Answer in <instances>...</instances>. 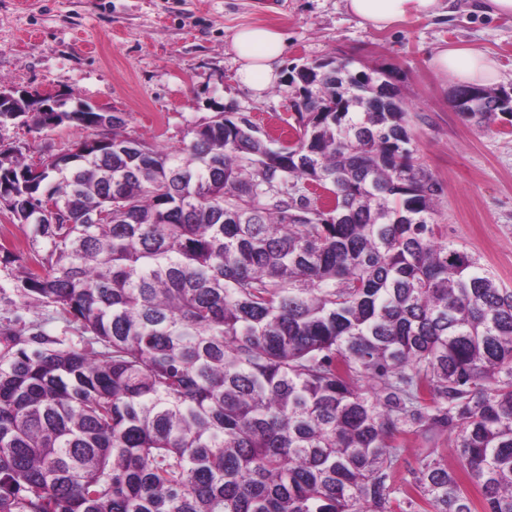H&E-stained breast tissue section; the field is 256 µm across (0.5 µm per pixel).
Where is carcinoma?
<instances>
[{"mask_svg":"<svg viewBox=\"0 0 512 512\" xmlns=\"http://www.w3.org/2000/svg\"><path fill=\"white\" fill-rule=\"evenodd\" d=\"M308 69L321 111L275 147L233 112L178 152L0 112L108 130L39 172L0 144V208L44 244L0 264L83 339L0 326V512H512V289L439 230L399 93Z\"/></svg>","mask_w":512,"mask_h":512,"instance_id":"1","label":"carcinoma"}]
</instances>
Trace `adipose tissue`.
<instances>
[{
    "instance_id": "1",
    "label": "adipose tissue",
    "mask_w": 512,
    "mask_h": 512,
    "mask_svg": "<svg viewBox=\"0 0 512 512\" xmlns=\"http://www.w3.org/2000/svg\"><path fill=\"white\" fill-rule=\"evenodd\" d=\"M348 12L361 25L376 30L410 17L434 18L445 14V0H346ZM231 48L238 68L237 80L261 93L279 78V65L286 51V38L266 25L245 26L235 31ZM434 70L460 86L483 87L499 79L494 57L469 46L444 48L432 59Z\"/></svg>"
}]
</instances>
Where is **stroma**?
<instances>
[{"mask_svg": "<svg viewBox=\"0 0 512 512\" xmlns=\"http://www.w3.org/2000/svg\"><path fill=\"white\" fill-rule=\"evenodd\" d=\"M457 4L453 15L376 31L361 27L344 0H0V88L91 105L121 117L125 135L176 150L190 127L222 111L280 136L294 118L293 68L333 57L381 73L401 93L417 157L443 186L441 231L512 289V116L483 128L465 120L448 102L453 82L430 64L446 47L480 49L500 65L497 89L512 94V15ZM254 24L279 28L288 42L279 80L260 96L236 80L231 49L234 32ZM101 134L72 123L39 133L8 123L0 143L36 164ZM0 324L81 344L56 307L24 303L13 267L1 264Z\"/></svg>", "mask_w": 512, "mask_h": 512, "instance_id": "obj_1", "label": "stroma"}]
</instances>
